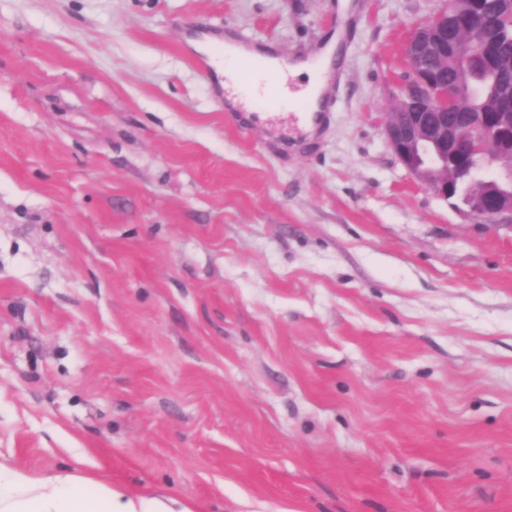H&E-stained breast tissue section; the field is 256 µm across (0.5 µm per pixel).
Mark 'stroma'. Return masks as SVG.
Instances as JSON below:
<instances>
[{"label":"stroma","instance_id":"stroma-1","mask_svg":"<svg viewBox=\"0 0 512 512\" xmlns=\"http://www.w3.org/2000/svg\"><path fill=\"white\" fill-rule=\"evenodd\" d=\"M339 2L0 0V457L195 512H512V217L381 133L444 0H349L304 148L208 73L228 35L315 54Z\"/></svg>","mask_w":512,"mask_h":512}]
</instances>
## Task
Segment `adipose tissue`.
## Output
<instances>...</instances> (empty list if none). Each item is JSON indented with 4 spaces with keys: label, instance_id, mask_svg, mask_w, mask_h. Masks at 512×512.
I'll use <instances>...</instances> for the list:
<instances>
[{
    "label": "adipose tissue",
    "instance_id": "1",
    "mask_svg": "<svg viewBox=\"0 0 512 512\" xmlns=\"http://www.w3.org/2000/svg\"><path fill=\"white\" fill-rule=\"evenodd\" d=\"M212 65L223 79L227 99L234 108L247 112L259 94L272 91L284 98L287 78L304 80V92L311 99L323 93L327 77L305 58L288 63L261 56L253 48L226 44L224 54L212 58ZM275 75L280 85L269 89L266 74ZM0 512H192L177 501L145 498L112 488L72 473L35 476L0 460Z\"/></svg>",
    "mask_w": 512,
    "mask_h": 512
}]
</instances>
